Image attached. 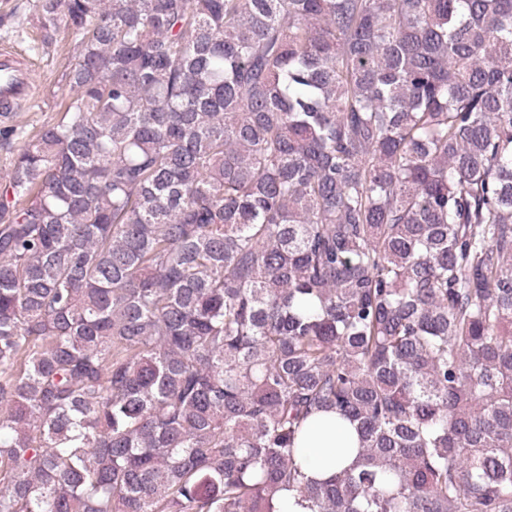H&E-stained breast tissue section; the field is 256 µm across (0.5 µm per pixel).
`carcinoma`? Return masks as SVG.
<instances>
[{
  "label": "carcinoma",
  "mask_w": 512,
  "mask_h": 512,
  "mask_svg": "<svg viewBox=\"0 0 512 512\" xmlns=\"http://www.w3.org/2000/svg\"><path fill=\"white\" fill-rule=\"evenodd\" d=\"M35 14L78 61L0 174V512H512V0ZM300 448L304 472L322 480L351 464L357 454V434L335 412H327L309 424Z\"/></svg>",
  "instance_id": "carcinoma-1"
}]
</instances>
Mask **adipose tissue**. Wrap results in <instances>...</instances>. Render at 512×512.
I'll return each mask as SVG.
<instances>
[{
  "label": "adipose tissue",
  "mask_w": 512,
  "mask_h": 512,
  "mask_svg": "<svg viewBox=\"0 0 512 512\" xmlns=\"http://www.w3.org/2000/svg\"><path fill=\"white\" fill-rule=\"evenodd\" d=\"M300 462L309 478H328L351 464L357 454V434L336 413L313 420L304 435Z\"/></svg>",
  "instance_id": "1"
}]
</instances>
